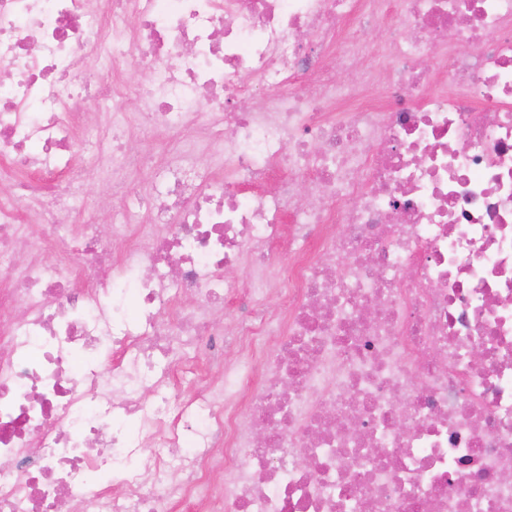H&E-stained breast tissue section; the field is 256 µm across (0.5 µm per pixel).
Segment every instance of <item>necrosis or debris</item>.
<instances>
[{
  "mask_svg": "<svg viewBox=\"0 0 512 512\" xmlns=\"http://www.w3.org/2000/svg\"><path fill=\"white\" fill-rule=\"evenodd\" d=\"M0 183V512H512V0H0ZM79 112H84V120L94 128L106 130L112 121V109L95 101L87 102ZM104 198L109 199L110 208L108 211H101L99 213V224L102 235L108 238L111 232L112 212L118 210L122 206V201L119 198L112 196L111 190L106 184L100 182L90 183L87 190L85 205L90 209L97 208L99 210V205Z\"/></svg>",
  "mask_w": 512,
  "mask_h": 512,
  "instance_id": "1",
  "label": "necrosis or debris"
}]
</instances>
